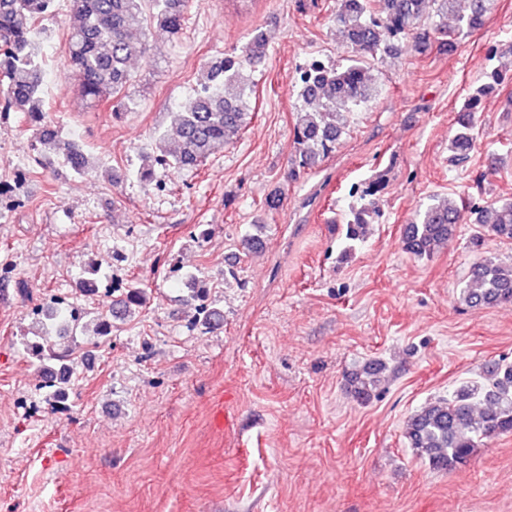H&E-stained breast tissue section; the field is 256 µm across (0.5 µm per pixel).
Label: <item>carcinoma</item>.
<instances>
[{"instance_id": "1", "label": "carcinoma", "mask_w": 512, "mask_h": 512, "mask_svg": "<svg viewBox=\"0 0 512 512\" xmlns=\"http://www.w3.org/2000/svg\"><path fill=\"white\" fill-rule=\"evenodd\" d=\"M436 3L433 31L448 36V20L454 30L469 33L482 23L494 0H470L469 12L458 9L457 0H378L379 10H371L370 0H339L336 27L361 52V57L344 63L325 64L315 60L299 68L303 108L297 113L293 130L295 154L288 171L296 179L331 155L345 132L354 108L378 94L365 58L398 50L397 43L416 35L415 25L423 18L429 2ZM57 0H0V77L6 89L0 113L26 115L34 131V150L42 158L60 160L70 170L85 176L94 170L80 146L59 138L44 123L41 93L44 86L42 60L35 51L36 23L55 12ZM74 25L68 39L67 63L83 98L97 105H112V117L133 109L126 90L131 84L129 63L148 59L150 44L134 35L131 24L147 21L171 37L182 34L187 0H70ZM266 36L254 31L240 52H230L212 60L193 95L180 105L176 126V146L168 138L156 139L151 163L138 172L139 181L155 180L154 165L179 169L196 168L211 156L224 151L246 126L248 93L244 83L245 64L262 57ZM504 77L496 71L489 82L473 93L457 116V128L450 140L456 161L465 162L475 141L474 116L481 98L497 89ZM376 202L367 201L351 209L345 223L348 257L354 244L367 238L371 225L378 223ZM470 221L488 228L499 239L512 241V200L480 205L440 199L421 206L413 221L405 225L400 238L402 249L414 256L430 257L447 248L459 224ZM471 307H491L512 303V262L485 258L473 265L463 290ZM207 290L193 281L190 300L198 303L194 322L207 325L220 312L206 302ZM123 315L147 304L145 289L135 285L121 298ZM39 317L38 331L26 342V353L41 362H54L48 371L60 373V381L50 386L57 401L70 393L75 357L70 346L55 347L51 337L54 322L73 323L63 313L60 299L52 297L33 311ZM385 370L381 362H371L361 371L347 375V389L356 401L367 403L381 383ZM512 434V364L492 369L486 382L465 385L449 398L430 402L409 417L404 437L415 454L435 469H453L466 464L478 442L493 436Z\"/></svg>"}]
</instances>
